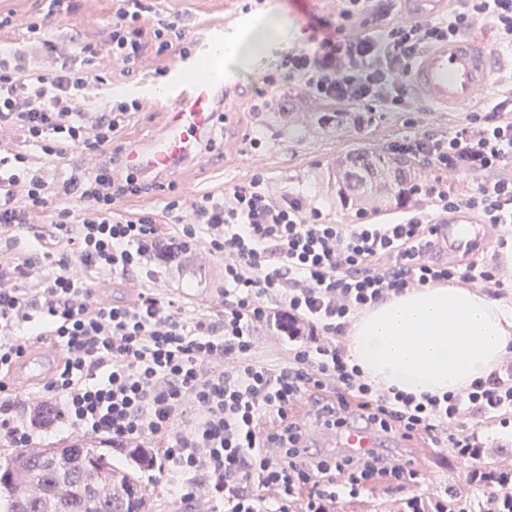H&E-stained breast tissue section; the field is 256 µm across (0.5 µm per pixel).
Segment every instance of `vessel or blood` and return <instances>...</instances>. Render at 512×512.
Returning <instances> with one entry per match:
<instances>
[{
	"mask_svg": "<svg viewBox=\"0 0 512 512\" xmlns=\"http://www.w3.org/2000/svg\"><path fill=\"white\" fill-rule=\"evenodd\" d=\"M444 0H408V13L419 20L436 18ZM231 34L218 25L198 42L186 59L190 69L220 57ZM496 59L486 38L468 35L445 40L425 50L408 73L407 80L414 93L425 103L445 111L462 112L469 108L478 94L491 83ZM224 97L223 83L207 77L183 80L173 75L169 93L167 119L163 129L145 138L138 145L124 149L120 156L122 168L132 175L156 173L188 161L195 143L215 123ZM439 241L457 252L482 249L483 230L474 224L470 214L457 215L455 223L442 225ZM60 363L57 349L47 345L26 348L11 365L12 382L23 388L30 383L50 378ZM320 448H343L355 453L379 447V439L358 423H350L342 431L317 430L312 436Z\"/></svg>",
	"mask_w": 512,
	"mask_h": 512,
	"instance_id": "vessel-or-blood-1",
	"label": "vessel or blood"
}]
</instances>
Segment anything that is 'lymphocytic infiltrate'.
<instances>
[{
  "mask_svg": "<svg viewBox=\"0 0 512 512\" xmlns=\"http://www.w3.org/2000/svg\"><path fill=\"white\" fill-rule=\"evenodd\" d=\"M47 2L19 41L10 37L12 15L0 14V133L20 132L51 161L75 149L102 163L71 171L53 189L26 154L0 157V234L18 233L49 208L55 237L68 245L36 265L0 262V380L29 343L49 338L62 348L61 370L41 386L44 402L60 403V420L19 416L16 395L0 383V436L15 448L53 432L106 436L116 448L153 439L162 446L160 473L176 477L182 499H207L212 512H288L299 499L305 512H326L340 495L405 480L410 471L399 455L307 452L309 425L340 428L357 414L376 435L474 454L466 424L512 412V364L464 392L417 397L377 388L336 337L392 293L452 282L497 295L512 283L499 264L461 265L423 248L459 211L512 230V70L498 76L492 99L448 131L392 143V152L423 158L434 171L413 190L430 206L391 224H334L306 195L273 193L257 171L222 195L165 204L181 221L174 246L223 260L221 309L200 313L149 288L103 303L92 298L93 279L147 271L160 239L152 215L127 216L120 203L161 184L136 182L116 157L118 134L139 101L93 109L87 92L114 67L138 71L147 53L187 55L186 33L154 0H115L108 39L78 47L47 37L51 17L70 7ZM448 2L446 14L420 21L402 0H336L335 19L313 23L320 39L282 55L280 66L314 100L411 111L407 75L438 42L480 25L498 52L512 56V0ZM450 174L468 177V185L448 188ZM53 193L62 201L55 209ZM75 262L82 275L72 273ZM262 330L284 339L281 362L258 360Z\"/></svg>",
  "mask_w": 512,
  "mask_h": 512,
  "instance_id": "1",
  "label": "lymphocytic infiltrate"
}]
</instances>
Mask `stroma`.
<instances>
[{"label":"stroma","mask_w":512,"mask_h":512,"mask_svg":"<svg viewBox=\"0 0 512 512\" xmlns=\"http://www.w3.org/2000/svg\"><path fill=\"white\" fill-rule=\"evenodd\" d=\"M112 0H74L70 11L57 15L49 34L55 39L77 36L80 44H98L110 32ZM160 10L180 15L188 38L201 36L216 24L233 26L242 20L241 0H159ZM277 13L283 22V34L274 44L255 57L251 67L224 75V83L234 86L238 97L233 118L224 125L222 152L208 161L179 169L176 191L184 198L211 193L243 181L255 171H262L277 190L288 189L309 196L329 221L356 223L353 208L343 206L336 195L331 163L337 157L357 149L389 151L391 144L411 134L404 112H370L356 105L334 102L312 103L301 87L281 79L280 91L267 110L257 112L255 94L265 75L277 73L279 56L293 48L310 45L314 35L310 16L326 18L336 13V0H262L251 11L252 20ZM157 63L147 59L143 68L128 76L112 75L113 91H126L144 105L134 114L121 139L134 143L155 132L165 120L167 105L156 98L153 89L160 83ZM265 141L255 151L245 143V135ZM50 213L35 214L30 224L14 237L0 238V257H36L56 249L50 226ZM224 265L219 257L190 251L180 264L155 266L151 276L128 280L131 288L145 286L199 311H216L222 297L220 283ZM484 447L480 460L512 455V413L500 417L475 416L467 424ZM402 453L410 459L416 479L383 481L364 490L357 497L340 496L336 512H392L395 504L407 499H447L449 490H457L472 507H479L487 496L484 482L473 479L477 461L449 448L425 447L412 441Z\"/></svg>","instance_id":"obj_1"}]
</instances>
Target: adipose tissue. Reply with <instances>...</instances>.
<instances>
[{
    "instance_id": "1",
    "label": "adipose tissue",
    "mask_w": 512,
    "mask_h": 512,
    "mask_svg": "<svg viewBox=\"0 0 512 512\" xmlns=\"http://www.w3.org/2000/svg\"><path fill=\"white\" fill-rule=\"evenodd\" d=\"M280 36L277 16L245 24L224 51L225 68L245 66ZM344 344L351 363L381 388L456 393L486 380L512 352V302L443 284L407 290L361 311Z\"/></svg>"
}]
</instances>
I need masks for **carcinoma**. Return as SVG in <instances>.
<instances>
[{
  "label": "carcinoma",
  "instance_id": "1",
  "mask_svg": "<svg viewBox=\"0 0 512 512\" xmlns=\"http://www.w3.org/2000/svg\"><path fill=\"white\" fill-rule=\"evenodd\" d=\"M389 157L356 151L337 160L333 169L340 199L355 195L365 201L382 193L378 172ZM399 160L405 164L403 177L391 191L402 198L413 162L404 156ZM124 455L126 465L112 462V440L106 436L72 435L52 446L18 450L0 464V512H155L143 477L157 469L158 449L144 442ZM478 472L494 488L482 512H512V468L498 461ZM400 512H466V507L451 495L445 504L411 499Z\"/></svg>",
  "mask_w": 512,
  "mask_h": 512
}]
</instances>
